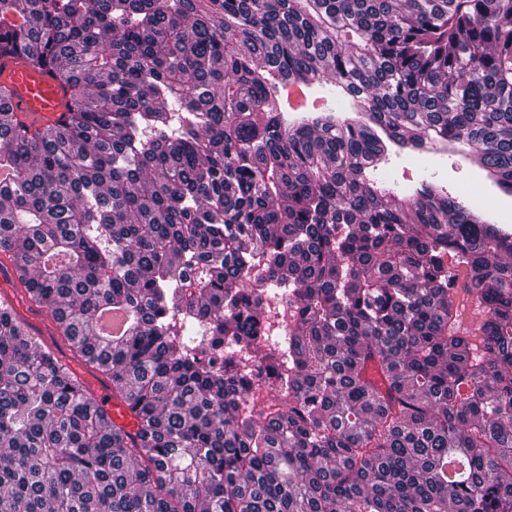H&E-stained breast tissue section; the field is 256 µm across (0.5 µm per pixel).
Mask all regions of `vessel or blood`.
<instances>
[{
    "instance_id": "1",
    "label": "vessel or blood",
    "mask_w": 512,
    "mask_h": 512,
    "mask_svg": "<svg viewBox=\"0 0 512 512\" xmlns=\"http://www.w3.org/2000/svg\"><path fill=\"white\" fill-rule=\"evenodd\" d=\"M0 82L11 89L10 106L23 120L49 124L63 119L68 111L71 92L63 87L53 73H37L11 57L0 58ZM94 400L105 410L109 420L127 429H134L135 420L126 404L114 399L98 382H90Z\"/></svg>"
}]
</instances>
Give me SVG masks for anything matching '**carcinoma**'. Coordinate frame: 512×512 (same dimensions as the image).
Instances as JSON below:
<instances>
[{
    "label": "carcinoma",
    "mask_w": 512,
    "mask_h": 512,
    "mask_svg": "<svg viewBox=\"0 0 512 512\" xmlns=\"http://www.w3.org/2000/svg\"><path fill=\"white\" fill-rule=\"evenodd\" d=\"M0 55L72 90L33 128L0 83V251L137 420L1 299L0 512H512V232L376 178L512 198V0H0ZM479 169L474 161L460 155L424 153L410 162L395 159L389 175L398 187H408L421 180H436L439 185L454 192L459 186L466 190L470 200L478 207L497 214L501 224L512 226V200L484 191L475 181ZM94 400L105 410L107 418L125 426L128 430L135 429V419L132 417L126 404L117 399H112V392L105 389L95 380L86 382Z\"/></svg>",
    "instance_id": "carcinoma-1"
}]
</instances>
